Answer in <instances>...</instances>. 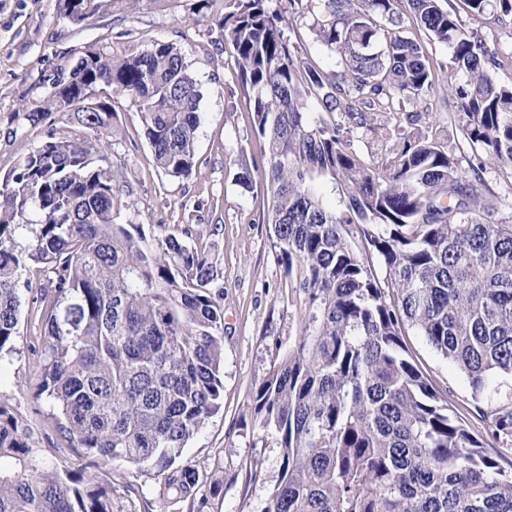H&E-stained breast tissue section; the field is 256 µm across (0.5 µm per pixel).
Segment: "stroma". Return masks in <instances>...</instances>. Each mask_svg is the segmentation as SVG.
<instances>
[{"label":"stroma","instance_id":"obj_1","mask_svg":"<svg viewBox=\"0 0 512 512\" xmlns=\"http://www.w3.org/2000/svg\"><path fill=\"white\" fill-rule=\"evenodd\" d=\"M197 0H138L73 25L60 15L58 0H0V175L34 150L53 129L67 125L55 112L40 125L23 126L22 114L43 98L57 67L88 47L137 55L164 42L178 47L203 98L197 131V166L190 178H175L156 167L143 132L137 103L113 102L120 134L110 160L120 176L115 211L122 224L145 232L190 231L192 242L217 267L224 306V394L222 407L184 452L199 473L194 499L167 504V512H263L280 478V450L255 424L251 403L294 341L299 318L288 304L284 269L264 217L266 193L256 166L262 146L250 130L249 100L233 60L224 51L222 5L205 14ZM252 173L250 186L239 177ZM40 330L30 302H23L17 351L0 365V400L30 426L37 445L53 461L80 468L82 459L63 449L51 407L37 393ZM403 341L417 366L448 400L456 415L476 432L485 427L480 410L512 399V377L496 376L482 403L471 398L461 370L438 354L415 330ZM112 484V512H152L162 485L156 474H137L119 464L101 466ZM136 492H129V485Z\"/></svg>","mask_w":512,"mask_h":512}]
</instances>
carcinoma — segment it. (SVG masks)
<instances>
[{
  "mask_svg": "<svg viewBox=\"0 0 512 512\" xmlns=\"http://www.w3.org/2000/svg\"><path fill=\"white\" fill-rule=\"evenodd\" d=\"M272 2L224 0L221 23L299 314L296 340L252 399L280 448L264 512H512V469L484 452L403 342L415 328L476 399L492 375H512V222L489 220L500 196L487 180L493 168L512 184V85L489 39L512 0ZM113 3L60 0V10L79 25ZM288 14L312 17L334 71L285 36ZM50 81L23 118L36 126L59 110L71 126L0 180V362L17 351L19 285L36 265L40 391L85 465L48 462L0 402V512H112V484L97 473L111 461L163 476L165 512L197 490L180 458L221 407L224 310L204 251L116 222L110 97L138 104L156 167L179 178L195 168L201 92L166 43L135 56L90 47ZM80 89L98 109L74 105ZM439 91L456 111H433ZM482 420L512 445V403Z\"/></svg>",
  "mask_w": 512,
  "mask_h": 512,
  "instance_id": "1",
  "label": "carcinoma"
}]
</instances>
